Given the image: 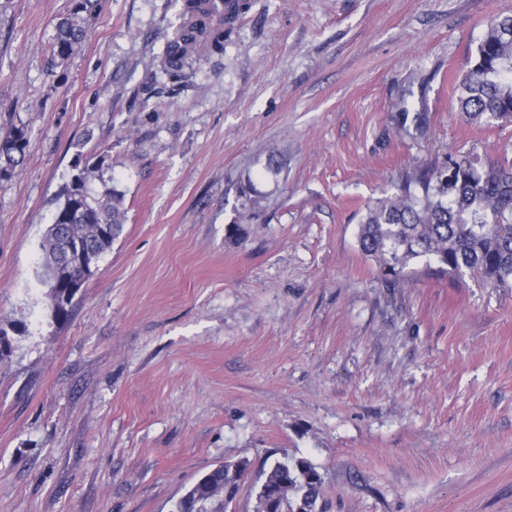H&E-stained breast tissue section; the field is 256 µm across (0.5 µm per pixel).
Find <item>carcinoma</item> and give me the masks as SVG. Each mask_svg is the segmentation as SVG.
I'll list each match as a JSON object with an SVG mask.
<instances>
[{"instance_id": "obj_1", "label": "carcinoma", "mask_w": 512, "mask_h": 512, "mask_svg": "<svg viewBox=\"0 0 512 512\" xmlns=\"http://www.w3.org/2000/svg\"><path fill=\"white\" fill-rule=\"evenodd\" d=\"M206 2L185 0L181 21L163 46L159 65L171 80L181 78L187 58L200 50L223 54L233 32L232 19L214 22ZM100 9L101 0H75L72 13L56 25L54 58L63 61L73 53ZM456 93L467 122H512V16L488 19ZM28 145L22 123L0 136V179L12 177L23 165ZM104 163L102 156L85 164L62 184L52 225L42 237L41 282L57 324L68 321L73 303L62 304L65 289L55 285L54 269L63 261L60 242L67 236L78 239L99 260L125 223L123 196L99 175ZM358 244L389 282L406 280L410 266L423 262L436 265L438 273L458 278L473 273L493 288H512V164L479 167L474 159L448 155L418 169L394 193L366 207ZM262 476L282 491L273 512H322L323 483L310 461L276 460ZM241 481L242 474L218 466L186 493L178 512H226Z\"/></svg>"}]
</instances>
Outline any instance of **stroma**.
Here are the masks:
<instances>
[{
  "label": "stroma",
  "instance_id": "1",
  "mask_svg": "<svg viewBox=\"0 0 512 512\" xmlns=\"http://www.w3.org/2000/svg\"><path fill=\"white\" fill-rule=\"evenodd\" d=\"M73 3L0 0V129H29L0 179V324L29 326L0 363V512H177L238 462L253 512L286 456L323 474L324 512H512V288L421 264L392 284L357 243L413 170L512 162V123L455 103L512 0H250L177 81L158 55L183 0H103L61 63ZM100 154L127 222L59 326L40 242Z\"/></svg>",
  "mask_w": 512,
  "mask_h": 512
}]
</instances>
